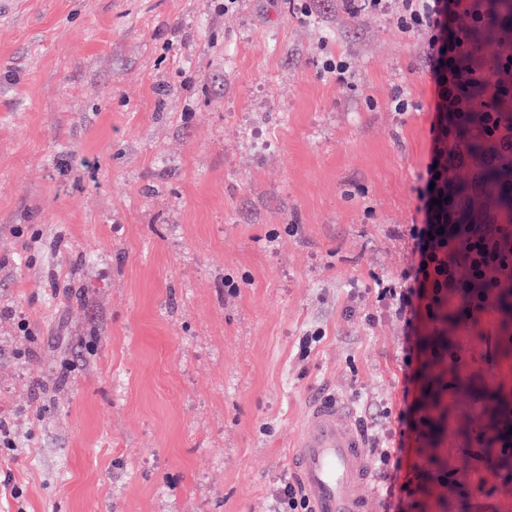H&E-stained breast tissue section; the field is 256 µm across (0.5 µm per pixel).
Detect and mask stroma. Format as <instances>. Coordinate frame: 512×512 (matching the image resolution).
I'll list each match as a JSON object with an SVG mask.
<instances>
[{
  "label": "stroma",
  "mask_w": 512,
  "mask_h": 512,
  "mask_svg": "<svg viewBox=\"0 0 512 512\" xmlns=\"http://www.w3.org/2000/svg\"><path fill=\"white\" fill-rule=\"evenodd\" d=\"M313 3L7 0L0 512H271L314 393L402 408V327L367 315L407 264L435 85L393 16ZM423 339L470 384L423 372L447 431L411 512H512V458L471 487L512 414V323Z\"/></svg>",
  "instance_id": "stroma-1"
}]
</instances>
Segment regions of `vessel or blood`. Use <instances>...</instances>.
<instances>
[{"mask_svg":"<svg viewBox=\"0 0 512 512\" xmlns=\"http://www.w3.org/2000/svg\"><path fill=\"white\" fill-rule=\"evenodd\" d=\"M306 419L292 460L314 512H362V491L371 473L343 403L331 395L315 394Z\"/></svg>","mask_w":512,"mask_h":512,"instance_id":"obj_1","label":"vessel or blood"}]
</instances>
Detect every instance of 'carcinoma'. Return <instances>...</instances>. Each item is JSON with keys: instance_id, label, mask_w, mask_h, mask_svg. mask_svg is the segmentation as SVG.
Wrapping results in <instances>:
<instances>
[{"instance_id": "1", "label": "carcinoma", "mask_w": 512, "mask_h": 512, "mask_svg": "<svg viewBox=\"0 0 512 512\" xmlns=\"http://www.w3.org/2000/svg\"><path fill=\"white\" fill-rule=\"evenodd\" d=\"M486 9L488 26L481 42L491 48L512 26V0H486ZM461 142L465 153L478 160L474 177L456 184L461 223H482L488 214L498 224H512V148L488 145L473 129L461 133Z\"/></svg>"}]
</instances>
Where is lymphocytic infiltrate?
I'll list each match as a JSON object with an SVG mask.
<instances>
[{"label":"lymphocytic infiltrate","mask_w":512,"mask_h":512,"mask_svg":"<svg viewBox=\"0 0 512 512\" xmlns=\"http://www.w3.org/2000/svg\"><path fill=\"white\" fill-rule=\"evenodd\" d=\"M395 16L398 29L420 36L431 62L436 86L430 126L432 147L416 188L419 216L409 225L411 250L399 277L376 278L375 307L402 321L400 351L403 395L407 402L395 423L380 426L372 409H364L360 425L372 450L383 486L382 512H408L424 475L412 461L426 425L417 414L422 370L434 353L420 329L439 323L450 296H457L470 320H478L489 300L512 277V224H456L447 211L452 172L463 161L460 134L479 128L484 137L498 138L496 112L473 111L464 103L469 93L485 100L512 98V54L485 62L480 34L485 14L479 0H401Z\"/></svg>","instance_id":"lymphocytic-infiltrate-1"}]
</instances>
